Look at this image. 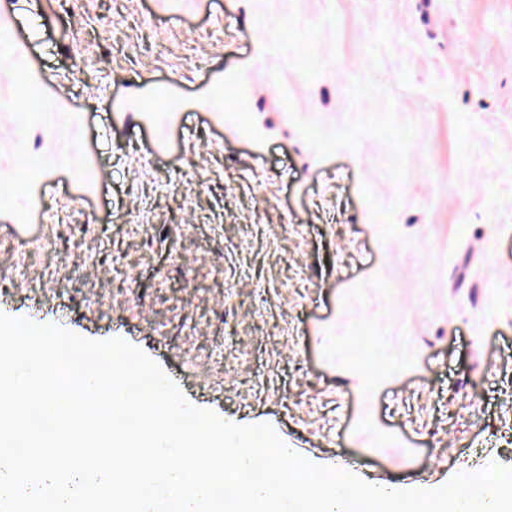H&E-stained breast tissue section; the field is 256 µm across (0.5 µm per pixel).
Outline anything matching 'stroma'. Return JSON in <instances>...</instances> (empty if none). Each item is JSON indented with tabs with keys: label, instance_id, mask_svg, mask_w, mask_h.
I'll use <instances>...</instances> for the list:
<instances>
[{
	"label": "stroma",
	"instance_id": "stroma-1",
	"mask_svg": "<svg viewBox=\"0 0 512 512\" xmlns=\"http://www.w3.org/2000/svg\"><path fill=\"white\" fill-rule=\"evenodd\" d=\"M0 313L365 481L512 468V0H0Z\"/></svg>",
	"mask_w": 512,
	"mask_h": 512
}]
</instances>
